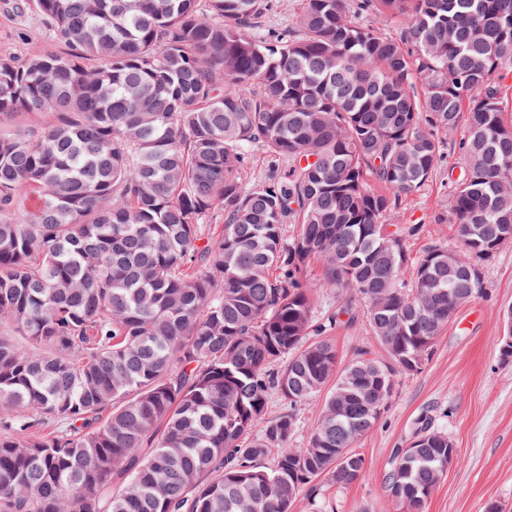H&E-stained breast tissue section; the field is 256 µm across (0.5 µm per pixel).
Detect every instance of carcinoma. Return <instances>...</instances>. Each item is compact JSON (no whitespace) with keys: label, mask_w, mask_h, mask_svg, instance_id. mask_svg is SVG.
I'll use <instances>...</instances> for the list:
<instances>
[{"label":"carcinoma","mask_w":512,"mask_h":512,"mask_svg":"<svg viewBox=\"0 0 512 512\" xmlns=\"http://www.w3.org/2000/svg\"><path fill=\"white\" fill-rule=\"evenodd\" d=\"M33 5L67 51L0 56V512H290L355 484L394 376L512 227V0H303L281 30L271 0ZM463 121V254L407 280L420 227L389 219ZM256 148L288 172L249 181ZM358 313L385 359L342 366L328 333ZM446 461L417 429L389 496L425 512ZM326 391L310 397L298 408V428L288 441V446L298 447L306 441L309 432L318 421L324 407Z\"/></svg>","instance_id":"carcinoma-1"}]
</instances>
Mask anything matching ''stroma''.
Wrapping results in <instances>:
<instances>
[{"label": "stroma", "instance_id": "stroma-1", "mask_svg": "<svg viewBox=\"0 0 512 512\" xmlns=\"http://www.w3.org/2000/svg\"><path fill=\"white\" fill-rule=\"evenodd\" d=\"M63 45L46 30L29 0H0V56H22L32 50L59 51ZM464 129L441 132L443 158L427 185L402 199L397 224L420 225L406 241L411 259L433 244L457 246L456 226L448 213L453 179L464 159L458 144ZM484 291L460 309L439 336L421 372L397 374L395 389L372 431L357 445L365 459L364 477L348 488L319 479L292 512H399L386 488L385 475L397 449L405 447L422 416L447 432L457 459L430 496L425 512H485L499 502L512 512V363L501 362L503 314L512 308V243L481 262ZM341 363L359 349L383 357L364 319L330 335Z\"/></svg>", "mask_w": 512, "mask_h": 512}]
</instances>
